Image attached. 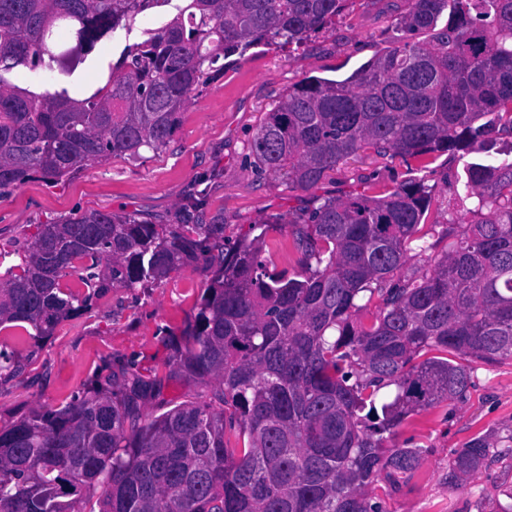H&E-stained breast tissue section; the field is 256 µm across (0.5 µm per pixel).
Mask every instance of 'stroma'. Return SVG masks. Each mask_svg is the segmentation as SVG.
<instances>
[{
    "label": "stroma",
    "instance_id": "obj_1",
    "mask_svg": "<svg viewBox=\"0 0 512 512\" xmlns=\"http://www.w3.org/2000/svg\"><path fill=\"white\" fill-rule=\"evenodd\" d=\"M409 0H348L332 24L300 45H258L224 62V72L195 93L175 134L159 153L113 158L87 166L51 184L33 177L0 194V249L33 233L36 225L91 210L135 212L156 224H220L233 246L253 225L273 222L265 255L271 270L297 273L299 254L291 222L320 199L358 192L375 194L418 178L434 199L432 230L410 243L405 276L426 272L469 218L473 200L466 187L467 163L493 155L512 160V137L500 136L490 150L443 153L427 168L412 159L380 158L365 152L338 166L316 194L290 189L262 171L249 143L267 112L292 85L308 77L341 80L393 46L398 17ZM216 265L199 258L167 278L117 287L94 299L87 313L63 321L31 364L0 380V427L39 407L56 406L82 394L92 380L111 378L125 390L130 376L161 377L159 393L139 398L141 415H157L195 399V378L168 377L167 363L195 323L204 288ZM512 434V360L473 365V382L460 400L414 415L390 443L418 448L422 460L412 475L384 495L385 512H498L512 503V455L491 458L460 489L448 485L455 449L473 438Z\"/></svg>",
    "mask_w": 512,
    "mask_h": 512
}]
</instances>
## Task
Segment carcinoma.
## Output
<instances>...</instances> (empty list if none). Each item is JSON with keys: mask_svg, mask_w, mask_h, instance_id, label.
I'll list each match as a JSON object with an SVG mask.
<instances>
[{"mask_svg": "<svg viewBox=\"0 0 512 512\" xmlns=\"http://www.w3.org/2000/svg\"><path fill=\"white\" fill-rule=\"evenodd\" d=\"M344 2L0 0V191L162 150L224 59L300 44ZM161 7L170 17L102 64L97 88L58 87L99 43ZM396 26L397 44L345 79L288 88L250 142L260 168L310 192L365 150L423 165L512 135V0H411ZM421 32L430 38L413 40ZM19 66L51 84L13 85ZM465 175L473 220L417 278L398 272L431 206L419 180L325 198L298 218L292 278L269 269L265 227L227 258L222 224L94 210L37 225L0 252L14 257L0 273V331L22 330L26 359L94 298L206 255L218 274L169 374L207 390L143 420L139 382L121 395L95 384L0 428V512H384L369 489L381 477L398 484L422 454L385 446L387 436L463 397V360L512 359V162L488 156ZM23 368L0 342V376ZM391 385L393 400L376 405ZM230 432L243 446H227ZM497 445L482 436L454 451L448 486L463 487Z\"/></svg>", "mask_w": 512, "mask_h": 512, "instance_id": "obj_1", "label": "carcinoma"}]
</instances>
